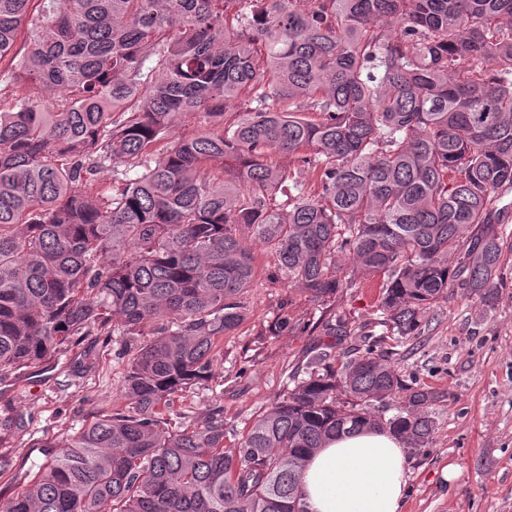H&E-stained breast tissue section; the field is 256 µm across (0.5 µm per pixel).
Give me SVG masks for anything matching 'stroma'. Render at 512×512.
Returning <instances> with one entry per match:
<instances>
[{"instance_id":"stroma-1","label":"stroma","mask_w":512,"mask_h":512,"mask_svg":"<svg viewBox=\"0 0 512 512\" xmlns=\"http://www.w3.org/2000/svg\"><path fill=\"white\" fill-rule=\"evenodd\" d=\"M496 227L507 247L503 282L493 303L452 287L422 336L400 348L395 363L439 394L432 408L431 447L407 455L404 512H512V190L500 193ZM256 277L247 311L233 334L217 343L214 375L183 392L169 414L173 428L201 425L219 408L235 432L282 399L289 374L303 370L323 343L341 355L362 333L382 334L369 283L320 304L273 279L275 255L252 245ZM289 314L298 330L281 332ZM346 318L349 335L328 341L320 325ZM137 339L113 331L82 338L56 356L0 378V493L21 491L45 460L43 442L60 440L121 405V386ZM458 476L443 477L447 466Z\"/></svg>"}]
</instances>
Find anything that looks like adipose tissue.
<instances>
[{"instance_id": "obj_1", "label": "adipose tissue", "mask_w": 512, "mask_h": 512, "mask_svg": "<svg viewBox=\"0 0 512 512\" xmlns=\"http://www.w3.org/2000/svg\"><path fill=\"white\" fill-rule=\"evenodd\" d=\"M300 492L306 512H402L404 445L377 429L330 442L308 462Z\"/></svg>"}]
</instances>
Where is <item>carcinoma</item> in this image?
Returning a JSON list of instances; mask_svg holds the SVG:
<instances>
[{
  "label": "carcinoma",
  "instance_id": "cac0c4a2",
  "mask_svg": "<svg viewBox=\"0 0 512 512\" xmlns=\"http://www.w3.org/2000/svg\"><path fill=\"white\" fill-rule=\"evenodd\" d=\"M309 2L0 0V378L113 320L153 328L124 404L39 444L46 461L0 512H306L327 441L377 428L431 446L438 395L393 355L450 286L496 299L512 0ZM242 97L255 108L224 126ZM196 114L207 128L161 145ZM252 240L316 302L356 285L346 263L380 278L385 332L336 361L317 350L226 449L223 414L174 431L162 411L244 320ZM299 156V154L288 155L282 153L273 155L278 165L286 168L288 171L296 172L297 176H299V180L307 186H310L315 181L316 172H313L310 168L301 166V163L298 161Z\"/></svg>",
  "mask_w": 512,
  "mask_h": 512
}]
</instances>
